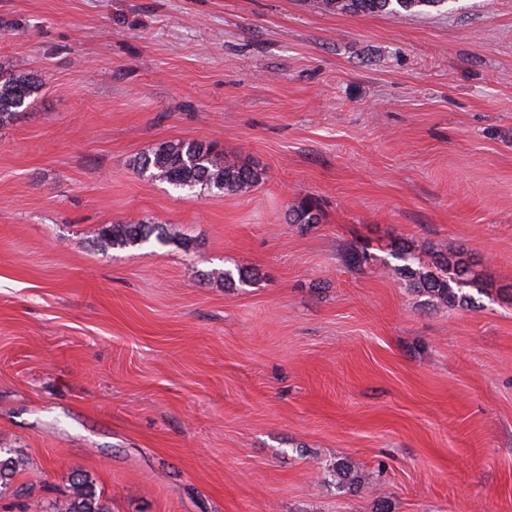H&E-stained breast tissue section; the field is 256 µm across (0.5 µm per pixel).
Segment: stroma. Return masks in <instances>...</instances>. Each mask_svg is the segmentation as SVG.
<instances>
[{"label": "stroma", "instance_id": "stroma-1", "mask_svg": "<svg viewBox=\"0 0 512 512\" xmlns=\"http://www.w3.org/2000/svg\"><path fill=\"white\" fill-rule=\"evenodd\" d=\"M1 73L37 90L0 124V512L76 474L107 512H512V0H0ZM188 139L262 182L135 169ZM139 220L169 244L99 250ZM445 0H321L325 10L336 13H388L415 11L421 7L439 6ZM395 259L403 264L394 265L391 268L393 273L410 287L426 294L432 301L444 305L457 304L461 307L471 304V295L464 290L476 286V281L474 277H470L465 262L446 258L440 265H436L437 271H433L424 267L405 248L395 254Z\"/></svg>", "mask_w": 512, "mask_h": 512}]
</instances>
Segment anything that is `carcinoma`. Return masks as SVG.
Wrapping results in <instances>:
<instances>
[{
  "label": "carcinoma",
  "mask_w": 512,
  "mask_h": 512,
  "mask_svg": "<svg viewBox=\"0 0 512 512\" xmlns=\"http://www.w3.org/2000/svg\"><path fill=\"white\" fill-rule=\"evenodd\" d=\"M443 0H321V5L336 13H388L412 12L421 7H434ZM34 91L32 82L24 76H0V124L11 118L25 104ZM140 173H149L179 189L201 187L210 192L246 193L263 178L255 167L230 163L216 158L213 145L196 140H178L157 147L136 161ZM318 214L307 204H301L290 213V223L309 226L318 223ZM167 242L164 228L159 224H111L101 229L99 243L103 248L141 245L150 239ZM400 264L392 271L400 279L431 300L441 304H471L467 287L476 286L465 262L444 259L436 270L424 267L407 249L395 254ZM66 512H106L93 484L85 477L72 478L67 495Z\"/></svg>",
  "instance_id": "carcinoma-1"
}]
</instances>
